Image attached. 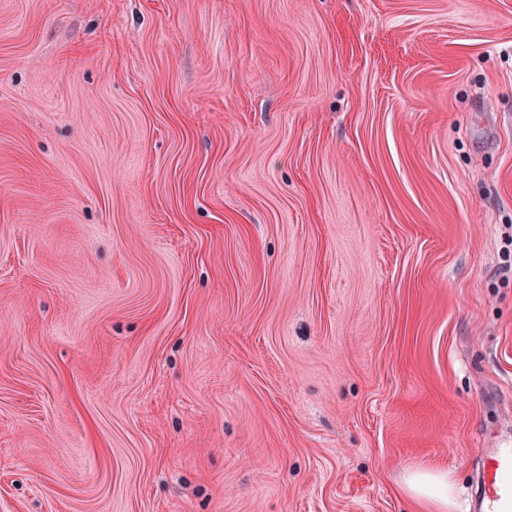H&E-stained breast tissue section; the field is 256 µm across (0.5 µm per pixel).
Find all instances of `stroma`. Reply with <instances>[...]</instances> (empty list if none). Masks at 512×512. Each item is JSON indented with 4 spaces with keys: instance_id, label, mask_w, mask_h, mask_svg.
<instances>
[{
    "instance_id": "1",
    "label": "stroma",
    "mask_w": 512,
    "mask_h": 512,
    "mask_svg": "<svg viewBox=\"0 0 512 512\" xmlns=\"http://www.w3.org/2000/svg\"><path fill=\"white\" fill-rule=\"evenodd\" d=\"M511 227L512 0H0V512H468ZM405 487L407 494L424 503L430 512H453L456 508V484L448 470H415L406 479Z\"/></svg>"
}]
</instances>
